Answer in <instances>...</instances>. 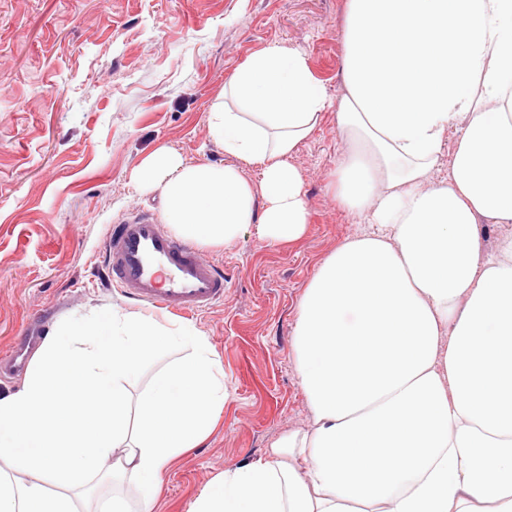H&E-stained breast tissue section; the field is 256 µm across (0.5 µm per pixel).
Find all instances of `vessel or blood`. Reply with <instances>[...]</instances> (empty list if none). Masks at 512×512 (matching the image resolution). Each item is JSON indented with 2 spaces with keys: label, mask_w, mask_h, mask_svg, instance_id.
I'll use <instances>...</instances> for the list:
<instances>
[{
  "label": "vessel or blood",
  "mask_w": 512,
  "mask_h": 512,
  "mask_svg": "<svg viewBox=\"0 0 512 512\" xmlns=\"http://www.w3.org/2000/svg\"><path fill=\"white\" fill-rule=\"evenodd\" d=\"M100 253L107 281L127 299L179 314L224 299L223 271L149 213L110 225Z\"/></svg>",
  "instance_id": "b4317fda"
}]
</instances>
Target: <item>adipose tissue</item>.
<instances>
[{"label": "adipose tissue", "instance_id": "adipose-tissue-1", "mask_svg": "<svg viewBox=\"0 0 512 512\" xmlns=\"http://www.w3.org/2000/svg\"><path fill=\"white\" fill-rule=\"evenodd\" d=\"M333 101L298 48L253 54L209 114L228 162L160 150L135 180L201 245L250 224L290 242L309 222L289 162L335 108L337 195L366 232L340 244L300 303L292 348L313 428L225 468L188 512H512V0H348ZM456 127L447 181H431ZM262 168L260 188L242 164ZM137 409L129 390L168 349ZM224 376L206 338L101 311L56 323L20 389L0 395V512H154L163 476L213 430ZM43 475L45 483L34 482ZM504 226V224H494L492 221L483 220L481 224H479V233L482 244H484L483 241L488 244V246H483V254H495L498 252L499 248L502 244L505 242H508L509 240H512V233L511 237L508 236L502 240H497L499 230Z\"/></svg>", "mask_w": 512, "mask_h": 512}]
</instances>
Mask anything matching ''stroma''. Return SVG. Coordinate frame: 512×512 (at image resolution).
Instances as JSON below:
<instances>
[{
    "mask_svg": "<svg viewBox=\"0 0 512 512\" xmlns=\"http://www.w3.org/2000/svg\"><path fill=\"white\" fill-rule=\"evenodd\" d=\"M348 0H0V357L36 324L97 310L185 323L224 373L210 435L177 458L154 512H188L225 468L266 456L313 414L292 353L299 302L319 266L361 230L336 197L346 140L327 110L290 162L310 212L291 243L246 227L203 246L224 300L182 317L107 287L94 267L109 225L159 213L134 173L166 149L224 160L209 114L228 77L273 46L304 51L328 95L343 94Z\"/></svg>",
    "mask_w": 512,
    "mask_h": 512,
    "instance_id": "stroma-1",
    "label": "stroma"
}]
</instances>
